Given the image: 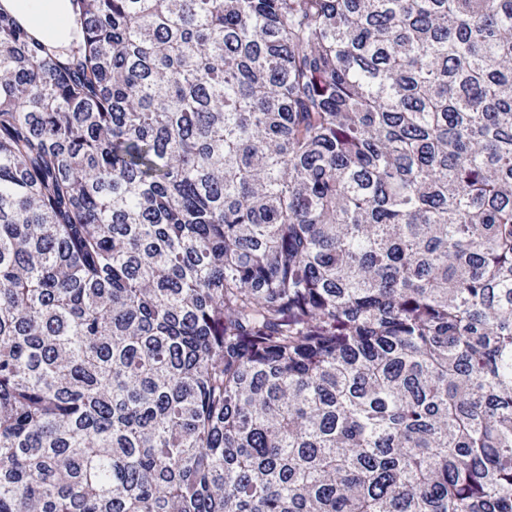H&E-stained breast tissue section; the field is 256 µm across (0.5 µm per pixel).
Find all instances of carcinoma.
<instances>
[{"label": "carcinoma", "mask_w": 512, "mask_h": 512, "mask_svg": "<svg viewBox=\"0 0 512 512\" xmlns=\"http://www.w3.org/2000/svg\"><path fill=\"white\" fill-rule=\"evenodd\" d=\"M0 11V512H512V0ZM68 0H0V5L55 46L70 44Z\"/></svg>", "instance_id": "obj_1"}]
</instances>
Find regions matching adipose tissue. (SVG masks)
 <instances>
[{"label": "adipose tissue", "mask_w": 512, "mask_h": 512, "mask_svg": "<svg viewBox=\"0 0 512 512\" xmlns=\"http://www.w3.org/2000/svg\"><path fill=\"white\" fill-rule=\"evenodd\" d=\"M0 8L20 19L40 38L57 46L68 45V0H0Z\"/></svg>", "instance_id": "ef3b65f1"}]
</instances>
